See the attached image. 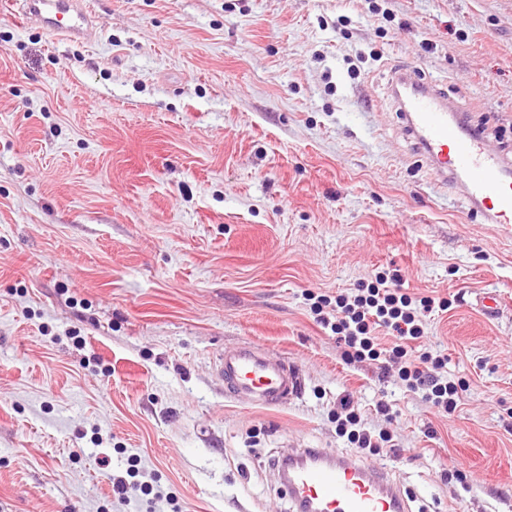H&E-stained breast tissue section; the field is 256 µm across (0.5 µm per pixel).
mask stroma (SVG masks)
I'll return each instance as SVG.
<instances>
[{"instance_id":"stroma-1","label":"stroma","mask_w":512,"mask_h":512,"mask_svg":"<svg viewBox=\"0 0 512 512\" xmlns=\"http://www.w3.org/2000/svg\"><path fill=\"white\" fill-rule=\"evenodd\" d=\"M88 2L89 42L0 9V512H293L269 460L353 454L342 395L408 512H512V233L432 178L388 92L413 68L512 152V0ZM395 269L450 303L418 344L466 383L452 415L311 309ZM245 344L300 396H229Z\"/></svg>"}]
</instances>
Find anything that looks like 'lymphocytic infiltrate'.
Returning a JSON list of instances; mask_svg holds the SVG:
<instances>
[{
	"label": "lymphocytic infiltrate",
	"instance_id": "f902f5d3",
	"mask_svg": "<svg viewBox=\"0 0 512 512\" xmlns=\"http://www.w3.org/2000/svg\"><path fill=\"white\" fill-rule=\"evenodd\" d=\"M399 275L378 276L375 283L354 289L336 299L318 296L314 303L315 313H322L324 306L336 307L337 318L331 329L339 343L345 347L348 362L378 360L381 350L374 336L375 330H383L393 336L392 355L404 365L400 379L406 389L422 393L424 399L445 413H453L460 391L465 384L451 381L442 374L447 366L446 357L430 350L412 353L411 341L424 334L423 319L433 310H447V301L430 297H414L399 287Z\"/></svg>",
	"mask_w": 512,
	"mask_h": 512
}]
</instances>
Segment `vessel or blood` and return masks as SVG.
Segmentation results:
<instances>
[{
    "label": "vessel or blood",
    "mask_w": 512,
    "mask_h": 512,
    "mask_svg": "<svg viewBox=\"0 0 512 512\" xmlns=\"http://www.w3.org/2000/svg\"><path fill=\"white\" fill-rule=\"evenodd\" d=\"M23 23L58 39L88 40L93 20L82 0H12ZM391 91L415 150L433 176L460 188L470 211L486 224L512 223V157L488 149L479 127L463 124L459 108L438 84L405 68L393 71ZM216 374L227 393L258 407L298 397L296 368L262 348L244 345L220 354ZM300 465L286 486L298 512H406L399 490L372 465L325 448L301 449Z\"/></svg>",
    "instance_id": "b4317fda"
}]
</instances>
